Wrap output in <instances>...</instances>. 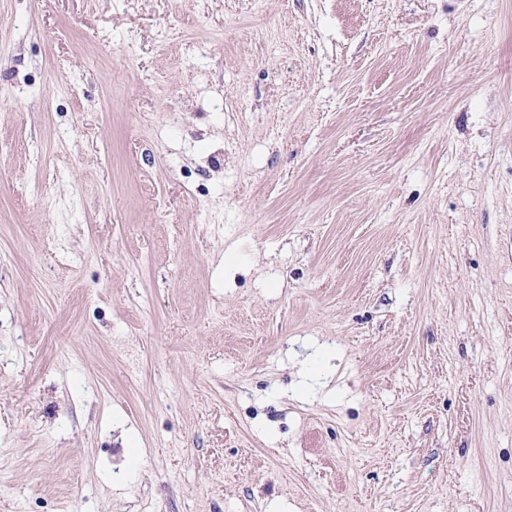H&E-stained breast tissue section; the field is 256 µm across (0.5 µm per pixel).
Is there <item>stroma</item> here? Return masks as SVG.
Segmentation results:
<instances>
[{
    "label": "stroma",
    "mask_w": 512,
    "mask_h": 512,
    "mask_svg": "<svg viewBox=\"0 0 512 512\" xmlns=\"http://www.w3.org/2000/svg\"><path fill=\"white\" fill-rule=\"evenodd\" d=\"M0 512H512V0H0Z\"/></svg>",
    "instance_id": "1"
}]
</instances>
